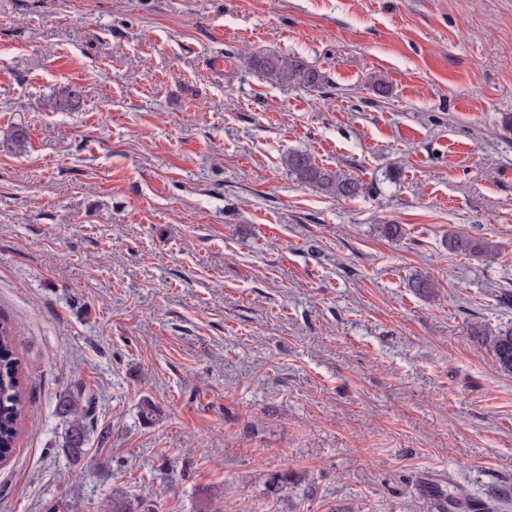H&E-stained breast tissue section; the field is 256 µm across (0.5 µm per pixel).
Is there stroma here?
Here are the masks:
<instances>
[{"label":"stroma","instance_id":"obj_1","mask_svg":"<svg viewBox=\"0 0 512 512\" xmlns=\"http://www.w3.org/2000/svg\"><path fill=\"white\" fill-rule=\"evenodd\" d=\"M507 293L512 0H0V512H512ZM260 68L273 74L281 82L303 87H319L324 75L300 55L283 58L268 56L258 61ZM288 168L300 182L312 185L336 198H353L362 190L358 180L318 166L308 153L290 154ZM494 247L495 245L492 242L484 239L475 240L461 235L450 237V248L456 252L469 254L489 253L492 252ZM26 388L15 352L12 328L0 324V460L7 461L16 448L26 409ZM489 344L499 368L512 373V328L497 331ZM60 410L68 426L66 449L71 455H81L86 441V434L83 422L84 409L79 396H70L64 399Z\"/></svg>","mask_w":512,"mask_h":512}]
</instances>
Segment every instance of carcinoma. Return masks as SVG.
Instances as JSON below:
<instances>
[{
	"mask_svg": "<svg viewBox=\"0 0 512 512\" xmlns=\"http://www.w3.org/2000/svg\"><path fill=\"white\" fill-rule=\"evenodd\" d=\"M260 68L278 80L303 87L320 86L324 75L302 56L283 58L268 56L258 61ZM288 168L302 183L312 185L336 198H353L361 193V183L318 166L311 155L294 152L288 156ZM450 248L456 252L489 253L494 245L484 239L455 235L450 237ZM489 344L501 370L512 373V328L499 330L490 337ZM26 388L20 372V362L15 352L12 328L0 324V460L12 457L16 448L26 409ZM67 422V451L78 456L83 453L86 441L83 422L84 409L79 397L70 396L60 406Z\"/></svg>",
	"mask_w": 512,
	"mask_h": 512,
	"instance_id": "cac0c4a2",
	"label": "carcinoma"
}]
</instances>
